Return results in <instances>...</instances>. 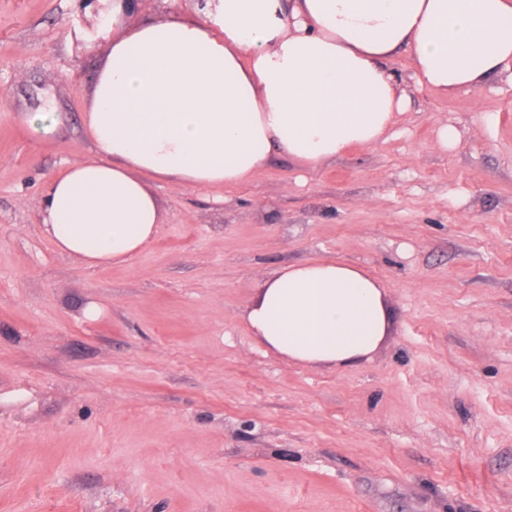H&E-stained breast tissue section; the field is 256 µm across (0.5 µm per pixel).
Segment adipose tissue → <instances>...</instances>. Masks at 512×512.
Instances as JSON below:
<instances>
[{
    "mask_svg": "<svg viewBox=\"0 0 512 512\" xmlns=\"http://www.w3.org/2000/svg\"><path fill=\"white\" fill-rule=\"evenodd\" d=\"M112 0L89 92L91 159L49 180L40 219L88 266L145 249L162 222L150 189H219L259 177L273 151L316 166L378 144L407 99L387 62L410 52L446 93L512 79V0H207L139 22ZM266 350L315 368L368 359L392 326L387 291L358 266L286 265L241 313Z\"/></svg>",
    "mask_w": 512,
    "mask_h": 512,
    "instance_id": "ef3b65f1",
    "label": "adipose tissue"
}]
</instances>
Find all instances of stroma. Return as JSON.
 <instances>
[{
  "mask_svg": "<svg viewBox=\"0 0 512 512\" xmlns=\"http://www.w3.org/2000/svg\"><path fill=\"white\" fill-rule=\"evenodd\" d=\"M82 2L0 0V512H512V82L429 90L400 51L383 141L273 153L219 201L153 183V242L90 268L39 221L92 154L105 45ZM47 102L67 121L41 138L21 117ZM316 259L388 290L392 332L359 365L288 361L240 318Z\"/></svg>",
  "mask_w": 512,
  "mask_h": 512,
  "instance_id": "35a3bbf8",
  "label": "stroma"
}]
</instances>
